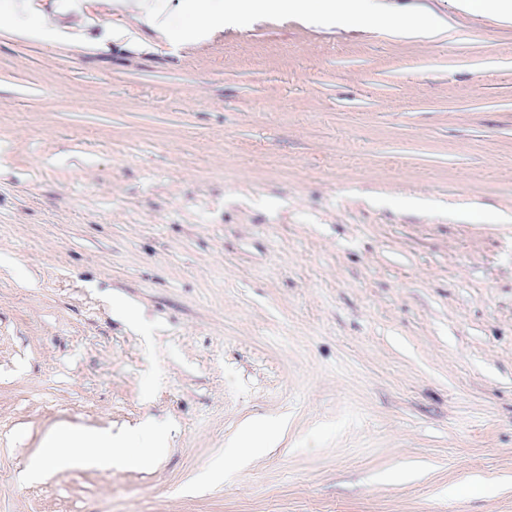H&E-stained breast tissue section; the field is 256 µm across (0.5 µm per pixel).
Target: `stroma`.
Returning <instances> with one entry per match:
<instances>
[{"mask_svg": "<svg viewBox=\"0 0 512 512\" xmlns=\"http://www.w3.org/2000/svg\"><path fill=\"white\" fill-rule=\"evenodd\" d=\"M164 3L172 44L0 25V512H512V25ZM249 417L287 434L238 468ZM146 422L150 466L27 478ZM385 0H324L326 10L340 23L371 25L378 31L398 39L434 40L439 35L440 21L414 12L396 15ZM125 445L112 440V433L95 429H57L49 444L29 464L31 478L41 477L47 470H62L75 459L93 467H110L122 458Z\"/></svg>", "mask_w": 512, "mask_h": 512, "instance_id": "obj_1", "label": "stroma"}]
</instances>
